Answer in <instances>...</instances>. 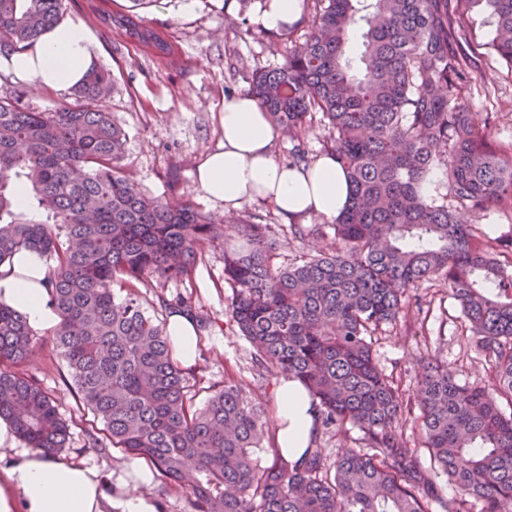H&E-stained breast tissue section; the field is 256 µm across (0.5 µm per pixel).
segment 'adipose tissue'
Listing matches in <instances>:
<instances>
[{
	"instance_id": "ef3b65f1",
	"label": "adipose tissue",
	"mask_w": 512,
	"mask_h": 512,
	"mask_svg": "<svg viewBox=\"0 0 512 512\" xmlns=\"http://www.w3.org/2000/svg\"><path fill=\"white\" fill-rule=\"evenodd\" d=\"M97 61L91 27L84 19L68 16L24 51L1 57L0 71L66 93ZM219 123L223 139L197 165L195 178L208 200L223 204L225 216L255 198L270 200L291 217L316 214L332 220L345 209L349 185L335 156L322 155L306 171L278 162L273 154L278 132L253 96L224 98ZM0 304L24 314L30 326L56 325L48 266L38 252L20 250L0 267ZM167 334L180 364L192 366L198 346L193 321L170 313ZM275 421L282 455L297 460L315 425L311 400L298 382H279ZM14 438L13 426L0 420V459L9 460L0 468V512H157L145 493L156 472L141 460L129 463L134 480L116 492L99 468L60 461L39 450L12 451Z\"/></svg>"
}]
</instances>
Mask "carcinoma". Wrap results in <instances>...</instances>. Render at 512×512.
<instances>
[{
	"mask_svg": "<svg viewBox=\"0 0 512 512\" xmlns=\"http://www.w3.org/2000/svg\"><path fill=\"white\" fill-rule=\"evenodd\" d=\"M485 2L493 47L512 64V0ZM64 0H0V56L26 49L63 17ZM452 0H311L310 35L283 63L252 77L249 94L271 125L295 141L324 130L350 183V204L331 224L339 247L277 263L271 224L221 226L189 205L142 193L117 162L125 133L97 103L112 74L94 67L73 102L33 112L16 89L0 97V265L22 249L49 266L59 321L52 342L81 409L102 425L89 445L150 462L185 494L190 512H512V231L490 237L456 212L512 209V152L489 144L491 116L461 103L464 30ZM115 22L165 50L130 15ZM362 50L347 51L354 26ZM445 193L423 192L433 170ZM24 184L52 222L17 212L10 186ZM224 247L227 316L272 376L306 389L325 429L363 432V447L331 459L307 448L293 462L261 452L273 416L231 380L195 402L174 358L166 321L144 307L152 281L195 288L205 247ZM442 279L490 369L489 385L459 384L428 363L419 382L422 466L401 419V389L374 354L377 332L395 324L412 288ZM125 289L115 301L114 285ZM32 328L0 305V419L28 447L57 456L69 426L52 393L24 371ZM443 474L455 494L445 495Z\"/></svg>",
	"mask_w": 512,
	"mask_h": 512,
	"instance_id": "carcinoma-1",
	"label": "carcinoma"
}]
</instances>
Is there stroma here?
I'll return each mask as SVG.
<instances>
[{
	"label": "stroma",
	"instance_id": "obj_1",
	"mask_svg": "<svg viewBox=\"0 0 512 512\" xmlns=\"http://www.w3.org/2000/svg\"><path fill=\"white\" fill-rule=\"evenodd\" d=\"M127 0H65L66 14L86 19L93 30L98 63L110 68L113 86L99 107L111 113L126 133L119 166L147 196L172 205L193 204L198 210L223 217L221 204L205 198L194 172L223 139L218 109L224 97L247 92L256 68L278 64L285 43L278 33L262 31L254 23L263 10L261 0L242 8L239 0H152L141 9L142 26L157 32L169 45L170 55L131 39L124 29L105 23V14H121ZM454 18L468 40L469 79L462 102L469 111L495 113L493 146L512 145V65L495 52V28L483 5H459ZM235 220L276 224L279 260L293 263L300 256L334 247V233L325 219L305 216L302 236H294L290 219L268 201L242 205ZM192 301L209 323L197 351L196 364L186 376L204 401L222 389L225 378L246 384L256 401L274 405L277 378L253 370L254 350L237 335L225 316L231 293L224 282V247L204 250L196 273ZM420 305L409 308L397 326L386 327L376 346V357L386 373L401 378L402 416L418 413V382L426 362L445 361L461 384L485 385L489 367L470 335L457 302L443 281L423 283L416 291ZM38 347L27 362L29 374L48 387L69 423L70 435L60 458L84 463L124 476L130 455L117 448L89 447L86 432L90 415L78 409L67 371L52 344V330L33 331Z\"/></svg>",
	"mask_w": 512,
	"mask_h": 512
}]
</instances>
